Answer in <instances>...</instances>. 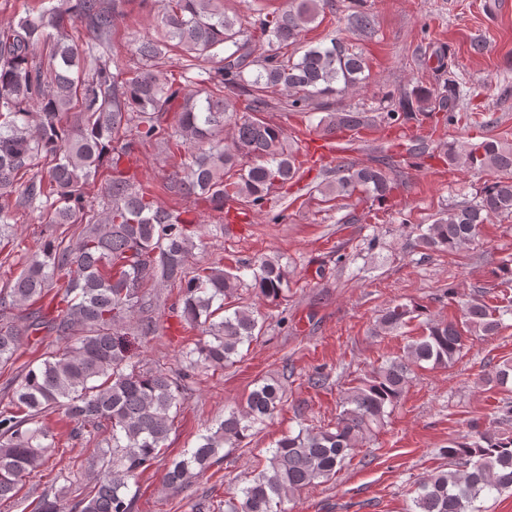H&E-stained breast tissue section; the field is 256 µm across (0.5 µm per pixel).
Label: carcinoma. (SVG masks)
<instances>
[{
	"instance_id": "1",
	"label": "carcinoma",
	"mask_w": 512,
	"mask_h": 512,
	"mask_svg": "<svg viewBox=\"0 0 512 512\" xmlns=\"http://www.w3.org/2000/svg\"><path fill=\"white\" fill-rule=\"evenodd\" d=\"M128 2L57 0L35 16L0 25V251L12 239L20 208L42 210L49 224L82 225L75 244L48 240L0 289L1 367L16 358L25 336L45 330L61 343L23 376L12 396L17 411L0 413V500L16 496L51 456L40 417L60 410L84 428L110 429L106 448L93 449L101 467L88 494L70 506L44 495L32 512H132L128 482L158 461L181 408L182 377L141 369L128 347L126 324L151 308L149 282L179 286L183 317L207 336L195 352L214 368L237 362L240 347L261 335L263 321L238 304L240 290L271 302L288 294V270L271 257L246 264L249 283L213 263L187 275L196 218L187 208L162 207L129 174L137 145L189 155L168 177L183 197L220 212L233 202L260 208L273 189L302 178L292 136L252 116L268 108L266 93L286 94L287 106L309 121L311 112L329 108L325 99L362 84L368 69L363 54L341 39L310 47L296 60L281 54L331 7L330 0H288L285 10L246 23L224 13L223 0H162L161 35L138 44V66L125 78L110 39ZM349 26L370 35L374 17L355 12ZM260 39L269 50L254 57L252 42ZM171 48L190 58L187 67L198 77L159 74L157 61ZM447 88L443 102L452 112L464 96L457 75L448 77ZM234 94L249 97L251 114L237 113ZM413 95L386 113L387 120L407 122L414 104L423 111L433 99L427 87ZM169 112L177 119L166 127ZM319 124L329 136L338 129L358 135L368 119L358 111L331 112ZM448 164L502 174L477 200L449 209L419 233V246L453 253L474 241L491 217L512 215V144L492 138L452 143ZM392 169L388 162L341 156L324 193L345 198L359 191L384 200ZM103 171L107 204L99 214L88 187ZM417 312L407 304L391 306L379 328L397 331ZM500 327V310L483 300L472 302L460 321L428 322L403 354L365 371L344 392L335 424L277 440L265 467L224 501V512H286L295 492L335 477L359 444L384 427L415 368L446 367L464 349L466 334L489 336ZM487 381L508 388L512 362L495 367ZM282 397L278 383L257 384L245 405L228 410L216 430L166 468L163 483L180 489L222 461L224 446L244 441L273 416ZM492 424L491 431L448 442L443 453L452 469L417 482L408 512H474L481 496L512 490L509 402L494 411Z\"/></svg>"
}]
</instances>
